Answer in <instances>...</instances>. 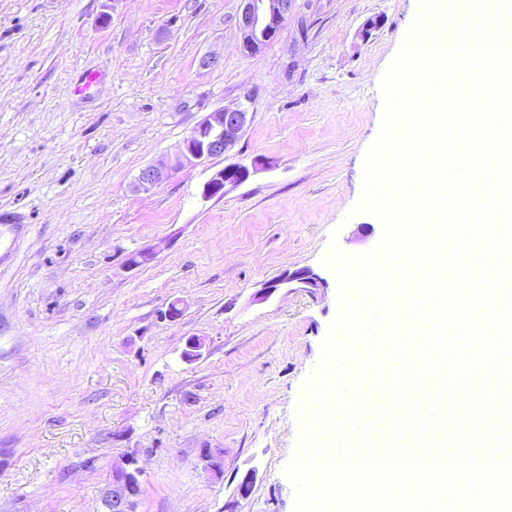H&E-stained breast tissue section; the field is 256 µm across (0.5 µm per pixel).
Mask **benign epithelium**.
<instances>
[{"label": "benign epithelium", "mask_w": 512, "mask_h": 512, "mask_svg": "<svg viewBox=\"0 0 512 512\" xmlns=\"http://www.w3.org/2000/svg\"><path fill=\"white\" fill-rule=\"evenodd\" d=\"M293 6V0H241L237 26L242 34L243 50L255 53L275 37L292 13ZM249 121L248 109L243 104L209 113L190 130L174 159L148 165L141 170L139 189L149 192L168 180L177 169L186 165L201 166L209 172L200 190L201 199L207 202L223 198L264 166L260 158L254 159L249 165L239 162L220 168L214 165V160L226 157ZM292 283L302 288H323L327 285L322 277L309 268L288 270L278 281L263 285L256 300L263 301L275 288ZM205 348L204 338L190 336L185 341L182 357L189 362L195 361L202 356ZM141 476L138 460L133 455L113 466L112 482L106 486L102 496L104 512H131V506L137 503L140 496Z\"/></svg>", "instance_id": "obj_1"}]
</instances>
